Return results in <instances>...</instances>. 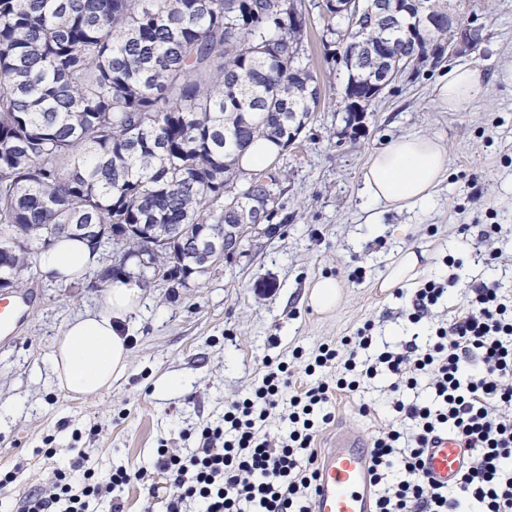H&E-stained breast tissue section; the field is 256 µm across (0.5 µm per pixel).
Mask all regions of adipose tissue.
<instances>
[{
	"mask_svg": "<svg viewBox=\"0 0 512 512\" xmlns=\"http://www.w3.org/2000/svg\"><path fill=\"white\" fill-rule=\"evenodd\" d=\"M479 68L457 66L444 72L436 86L440 107L465 109L483 96ZM448 170V149L442 140L403 135L372 152L361 173V195L369 224L380 211L431 204ZM99 262L86 240L61 237L38 256L42 273L60 283L81 280ZM143 291L127 278L108 282L95 311L73 319L57 336L49 354L58 387L73 396L89 397L110 389L130 365L129 316Z\"/></svg>",
	"mask_w": 512,
	"mask_h": 512,
	"instance_id": "1",
	"label": "adipose tissue"
}]
</instances>
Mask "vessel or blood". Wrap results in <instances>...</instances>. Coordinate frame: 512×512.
I'll list each match as a JSON object with an SVG mask.
<instances>
[{"label": "vessel or blood", "mask_w": 512, "mask_h": 512, "mask_svg": "<svg viewBox=\"0 0 512 512\" xmlns=\"http://www.w3.org/2000/svg\"><path fill=\"white\" fill-rule=\"evenodd\" d=\"M470 463L465 441L447 432L436 435L424 453V471L436 486L454 485ZM318 464L313 512H375L370 450L363 435L353 430L338 433Z\"/></svg>", "instance_id": "1"}]
</instances>
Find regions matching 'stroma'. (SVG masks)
Segmentation results:
<instances>
[{"label": "stroma", "instance_id": "stroma-1", "mask_svg": "<svg viewBox=\"0 0 512 512\" xmlns=\"http://www.w3.org/2000/svg\"><path fill=\"white\" fill-rule=\"evenodd\" d=\"M478 15L484 40L460 56L481 67L486 92L459 112L443 111L433 85L441 67L427 66L388 86L366 112L362 130L346 125L340 93L346 71L337 44L323 43L321 25L308 29L311 65L329 91L294 144L273 159L282 193L272 238L244 240L199 281L179 285L158 280L145 288L132 315V365L110 390L73 397L59 390L46 356L67 323L97 307L96 272L73 283L46 279L39 267L24 278L29 315L0 339V407H13L0 424V469L16 470L0 512H17L23 493L43 486L71 451L86 449L100 474L115 465H149L160 439L184 447L182 432L220 422L225 401L258 380L265 359L301 346L352 335L364 322L376 325L373 349L410 339L429 341L446 311L461 305L475 278L500 281L512 295V268L475 263L461 249L484 224L512 229V0H462ZM442 139L448 173L431 207L388 212L377 235H369L361 208L360 174L372 151L408 135ZM427 252L425 276L456 277L447 295L419 323L408 318V300L385 292L383 278L398 251ZM455 266H446V255ZM321 278L339 284L336 309L315 311L307 297ZM277 344H270V337ZM187 381L182 391L160 394L159 379ZM389 378L377 377L366 392L336 397L335 420L315 441L324 451L338 431L365 437L388 430ZM373 411L362 415L361 404ZM51 443L53 458L37 455Z\"/></svg>", "mask_w": 512, "mask_h": 512}]
</instances>
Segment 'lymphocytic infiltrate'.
Segmentation results:
<instances>
[{"label":"lymphocytic infiltrate","instance_id":"f902f5d3","mask_svg":"<svg viewBox=\"0 0 512 512\" xmlns=\"http://www.w3.org/2000/svg\"><path fill=\"white\" fill-rule=\"evenodd\" d=\"M373 322L351 336L297 348L288 361L263 363L259 384L224 406L221 424L185 432L188 450L159 445L148 467H118L108 482L87 469L84 449L50 484L19 500V512H91L131 482L144 491L143 512H312L317 435L335 419L338 393L356 392L382 373L393 376L387 407L395 428L371 440L376 512H512V297L498 281L475 280L462 307L438 326L432 344L409 340L361 358L371 347ZM334 381L317 378L330 366ZM310 381L295 386L296 369ZM428 381L430 402L404 400L402 388ZM277 433L262 426L272 413ZM449 432L466 441L474 463L448 489L431 487L422 470L430 438ZM168 493H160V484Z\"/></svg>","mask_w":512,"mask_h":512}]
</instances>
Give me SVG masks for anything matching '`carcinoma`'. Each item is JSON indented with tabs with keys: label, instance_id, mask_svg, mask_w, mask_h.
<instances>
[{
	"label": "carcinoma",
	"instance_id": "cac0c4a2",
	"mask_svg": "<svg viewBox=\"0 0 512 512\" xmlns=\"http://www.w3.org/2000/svg\"><path fill=\"white\" fill-rule=\"evenodd\" d=\"M323 10L341 45L344 88L378 84L369 51L390 63L431 60L394 15ZM448 16V0H399ZM306 0H0V286L19 287L30 258L63 235L109 251L129 233L123 275L144 287L156 265L185 283L195 241L224 252V225L268 205L271 168L236 155L256 136L293 144L326 91L310 69Z\"/></svg>",
	"mask_w": 512,
	"mask_h": 512
}]
</instances>
